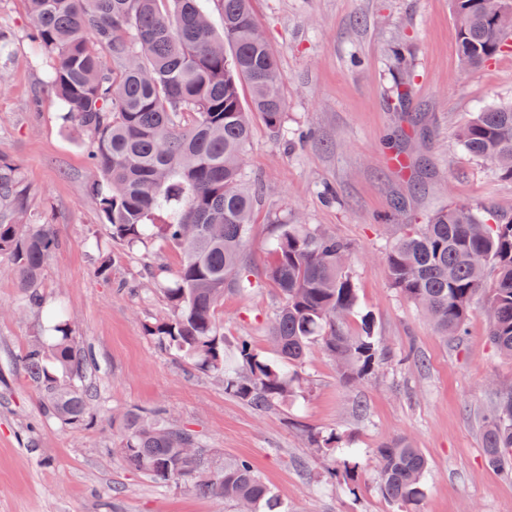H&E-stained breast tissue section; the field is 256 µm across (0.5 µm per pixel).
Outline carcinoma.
<instances>
[{"label":"carcinoma","mask_w":512,"mask_h":512,"mask_svg":"<svg viewBox=\"0 0 512 512\" xmlns=\"http://www.w3.org/2000/svg\"><path fill=\"white\" fill-rule=\"evenodd\" d=\"M46 88L59 119L89 144L90 191L112 242L131 250L161 239L177 248V271L149 272L168 317L144 327L165 352L187 359L224 392L263 412L300 387L288 368L312 343L336 360L346 382H358L391 358L374 319L351 332L358 288L348 267L350 245L295 219L279 225L265 278L279 300L268 330L271 352L251 337L224 335L217 316L224 296L252 288L248 264L257 187L245 178L254 116L280 128L282 75L251 0H218L224 30L212 29L206 0H27ZM459 55L467 67L512 44V7L493 14L487 0H452ZM248 89L249 99L242 90ZM458 142L470 156L512 179V102L473 113ZM54 225L28 205L11 164L0 161V263L13 272L25 304L42 325L16 357L40 395L44 413L64 428L88 425L95 410L87 384L93 358L75 343L72 322L49 310L41 273L59 248ZM97 251L95 272L109 276ZM392 287L429 318L440 337L464 334L482 305L489 339L512 358V215L491 207L436 211L384 255ZM493 269L494 279L485 272ZM112 453L163 486L188 484L209 497L254 512H290L251 461L235 458L213 470L211 449L195 431L161 410L119 416ZM324 467L336 472L335 431L312 434ZM195 452L186 455L184 449ZM489 465L512 473V388L501 391L483 433ZM377 479L398 512H412L426 493L428 461L400 438L376 449Z\"/></svg>","instance_id":"carcinoma-1"}]
</instances>
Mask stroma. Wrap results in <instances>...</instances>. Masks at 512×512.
<instances>
[{"label":"stroma","mask_w":512,"mask_h":512,"mask_svg":"<svg viewBox=\"0 0 512 512\" xmlns=\"http://www.w3.org/2000/svg\"><path fill=\"white\" fill-rule=\"evenodd\" d=\"M283 76L279 132L255 120L247 173L258 180L250 231L255 288L218 310L228 336L267 349L277 300L263 271L278 224L304 223L350 243L360 306L393 353L414 350L423 366L395 362L346 383L320 346L298 367L301 387L260 413L225 394L186 362L161 351L145 324L166 317L148 272L176 270L179 253L160 244H113L90 196L93 178L81 136L58 118L30 40L25 0H0V31L12 52L0 60V159L18 168L31 208L54 224L60 247L41 291L62 302L80 344L91 347L89 381L101 403L90 425L67 429L42 414L14 364L38 329L21 303L17 278L0 267V512H229L223 499L189 487H162L112 454L114 414L163 408L214 450V468L249 459L296 512H396L376 483L375 450L403 438L429 462L416 512H512V476L493 470L483 450L484 417L512 387V359L488 340L475 312L463 339L439 337L389 283L383 253L407 225L443 207L491 206L512 214V179L462 151L457 131L484 105L512 101V49L467 68L450 0H251ZM403 149L409 173L388 161ZM112 258L94 271L88 238ZM336 431L360 464L349 493L307 445L302 426Z\"/></svg>","instance_id":"stroma-1"}]
</instances>
